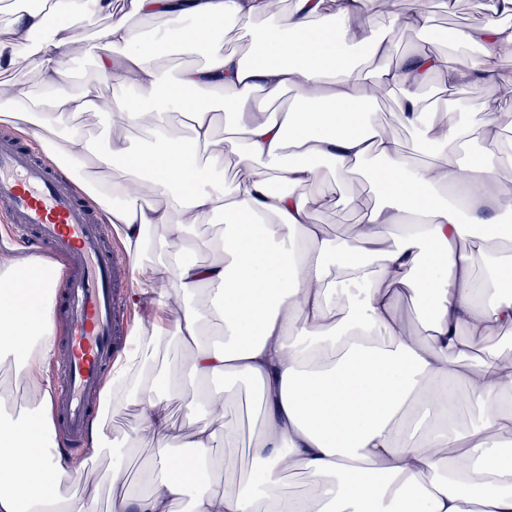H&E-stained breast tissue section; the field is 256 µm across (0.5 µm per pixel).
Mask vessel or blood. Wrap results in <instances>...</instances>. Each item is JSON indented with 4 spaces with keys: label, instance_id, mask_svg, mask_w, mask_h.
I'll return each mask as SVG.
<instances>
[{
    "label": "vessel or blood",
    "instance_id": "1",
    "mask_svg": "<svg viewBox=\"0 0 512 512\" xmlns=\"http://www.w3.org/2000/svg\"><path fill=\"white\" fill-rule=\"evenodd\" d=\"M0 212L22 246L66 261L57 310L65 322L58 354L65 394L58 418L73 439H80L114 346L126 333L121 306L130 263L106 245L67 177L12 139H0Z\"/></svg>",
    "mask_w": 512,
    "mask_h": 512
}]
</instances>
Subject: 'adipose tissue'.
Wrapping results in <instances>:
<instances>
[{"label":"adipose tissue","instance_id":"ef3b65f1","mask_svg":"<svg viewBox=\"0 0 512 512\" xmlns=\"http://www.w3.org/2000/svg\"><path fill=\"white\" fill-rule=\"evenodd\" d=\"M74 5L52 0L17 14L0 39L1 73L30 54L55 92L33 105L0 82V123L81 170V188L131 263L134 325L102 381L85 453L71 455L54 421L56 288L46 278L61 265L0 254V365L12 366L25 393L22 405L0 404V512H93L91 489L62 488L107 450L110 512H174L190 486V512H512V371L469 358L512 328V252L485 245L491 235L512 238V197L498 190L512 156L502 157L489 119L483 159L464 163L470 128L453 112L426 111L418 95L437 73L453 95L494 81L512 49V25L500 21L512 0L456 34L482 51L469 61L393 58L367 0H293L284 20L270 0H132L141 18L164 22L149 35L115 0H88L107 20L92 43L75 34ZM235 24L248 29L251 56L225 48ZM198 51L204 65L172 73L163 64ZM87 52L101 80L136 91L115 100L113 126L135 125L150 107L147 148L113 135L91 141L68 125L99 108L61 89L64 59ZM383 90L397 93L418 149L446 164L411 165L372 120ZM285 92L291 102L274 116L271 102ZM204 155L233 159L231 183ZM364 169L380 202L350 237L328 238L316 215ZM208 221L223 227L204 242L215 260H182ZM158 226L172 249L143 263ZM408 293L429 311L425 339L397 309ZM167 336L189 347L188 359L149 371L150 349ZM241 383L259 401L247 479L231 456L212 452L217 438H237L226 412ZM175 402L192 417L188 427H173ZM129 405L140 412L138 440L153 447L139 492L125 487V451L109 424ZM295 471L310 491H282Z\"/></svg>","mask_w":512,"mask_h":512}]
</instances>
